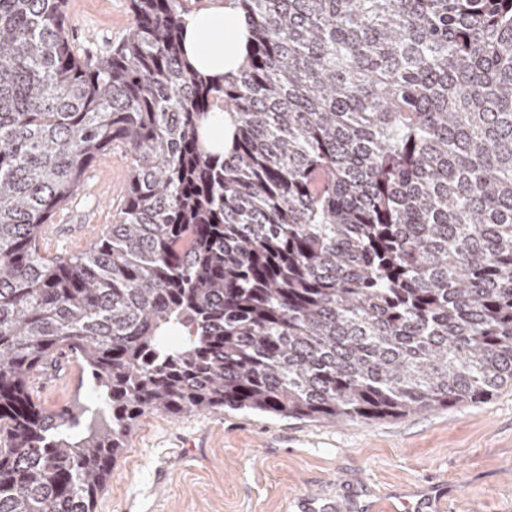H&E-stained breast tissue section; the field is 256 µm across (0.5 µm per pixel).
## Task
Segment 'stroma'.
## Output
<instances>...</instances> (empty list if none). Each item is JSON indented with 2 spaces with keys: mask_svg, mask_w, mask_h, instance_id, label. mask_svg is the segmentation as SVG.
<instances>
[{
  "mask_svg": "<svg viewBox=\"0 0 512 512\" xmlns=\"http://www.w3.org/2000/svg\"><path fill=\"white\" fill-rule=\"evenodd\" d=\"M81 54L127 35L129 0H67ZM130 157L112 149L96 190L58 213L47 254L83 252L114 220ZM96 393L76 367L50 380V409ZM512 512V384L480 403L374 421L324 423L224 411L142 416L98 512Z\"/></svg>",
  "mask_w": 512,
  "mask_h": 512,
  "instance_id": "1",
  "label": "stroma"
}]
</instances>
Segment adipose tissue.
<instances>
[{"instance_id": "ef3b65f1", "label": "adipose tissue", "mask_w": 512, "mask_h": 512, "mask_svg": "<svg viewBox=\"0 0 512 512\" xmlns=\"http://www.w3.org/2000/svg\"><path fill=\"white\" fill-rule=\"evenodd\" d=\"M182 25L184 51L200 74L227 81L245 68L251 32L235 0H216L210 7L184 14ZM236 129L233 114L214 109L199 133L206 149L226 152Z\"/></svg>"}]
</instances>
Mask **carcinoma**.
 I'll use <instances>...</instances> for the list:
<instances>
[{
    "label": "carcinoma",
    "mask_w": 512,
    "mask_h": 512,
    "mask_svg": "<svg viewBox=\"0 0 512 512\" xmlns=\"http://www.w3.org/2000/svg\"><path fill=\"white\" fill-rule=\"evenodd\" d=\"M65 2L0 0V512H96L145 414L377 420L512 383V0H239L219 83L180 0H130L95 61ZM117 146L116 220L42 253ZM66 355L104 408L32 390ZM216 1L183 15L184 51L196 71L225 82L247 65L251 32L236 0ZM236 116L221 109H213L199 129L203 146L211 151H224L226 155L232 145L237 129Z\"/></svg>",
    "instance_id": "cac0c4a2"
}]
</instances>
